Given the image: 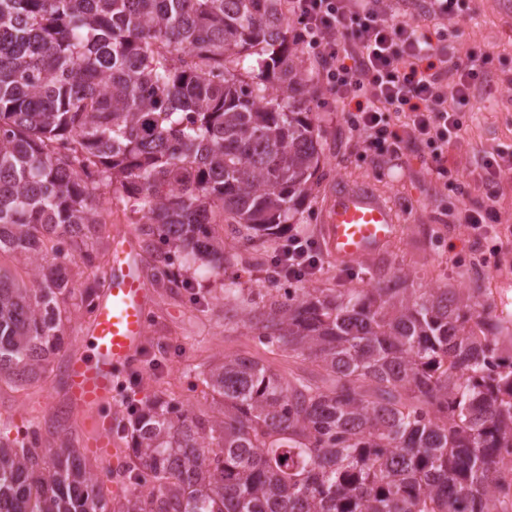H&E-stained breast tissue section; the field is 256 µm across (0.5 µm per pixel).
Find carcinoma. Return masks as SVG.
<instances>
[{
	"label": "carcinoma",
	"instance_id": "obj_1",
	"mask_svg": "<svg viewBox=\"0 0 512 512\" xmlns=\"http://www.w3.org/2000/svg\"><path fill=\"white\" fill-rule=\"evenodd\" d=\"M286 2L0 0V253L28 264L59 242L36 288L0 268V381L46 373L59 302L93 313L104 272L85 246L105 188L163 244L170 283L179 253L224 275L218 224L278 250L320 163ZM79 260L92 280L77 292ZM240 321L323 383L226 356L202 372L213 413L134 411L125 477L153 492L118 512H506L512 355L480 302L388 282L296 288L264 311L241 303ZM12 427L0 422V512H111L68 437L48 460L36 423Z\"/></svg>",
	"mask_w": 512,
	"mask_h": 512
}]
</instances>
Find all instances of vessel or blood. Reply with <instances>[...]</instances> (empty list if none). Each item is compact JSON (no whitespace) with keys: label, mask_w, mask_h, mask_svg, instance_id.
<instances>
[{"label":"vessel or blood","mask_w":512,"mask_h":512,"mask_svg":"<svg viewBox=\"0 0 512 512\" xmlns=\"http://www.w3.org/2000/svg\"><path fill=\"white\" fill-rule=\"evenodd\" d=\"M325 247L343 265L382 257L397 233L393 210L368 190L338 189L324 218ZM148 293L137 272V255L129 233L112 235V275L96 303L87 334L72 357L66 402L90 419L88 447L114 452L112 423L102 411L114 403L118 373L135 368L146 338Z\"/></svg>","instance_id":"obj_1"}]
</instances>
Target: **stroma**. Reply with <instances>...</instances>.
I'll return each instance as SVG.
<instances>
[{"label":"stroma","mask_w":512,"mask_h":512,"mask_svg":"<svg viewBox=\"0 0 512 512\" xmlns=\"http://www.w3.org/2000/svg\"><path fill=\"white\" fill-rule=\"evenodd\" d=\"M443 47L462 61L491 55L497 79L490 92L480 96L473 111L462 117L459 140L448 147V159L457 167V179L466 195L438 191L419 152L410 151L397 160L374 162L361 157L352 145L348 128L336 114V103L320 95L313 108V123L321 147L322 178L301 206L303 233L322 238V217L338 186L370 189L384 202L392 203L399 221V234L390 250L379 261H361L340 266L326 260L321 274L307 281V288H369L377 281L406 283L422 291L445 288L461 297L484 304L493 316L512 314V178L504 180L498 200L502 220L490 227L499 262H479L473 239L455 215L462 206L476 209L485 196L474 185L471 173L486 153L497 149L512 151V0H465V7L454 20L445 22ZM103 225L89 245L104 266L112 264V234L122 229L131 233L139 253V272L149 290L150 307L142 358L135 373L141 377L140 390L130 394L125 384L129 373L118 377L120 388L112 420L121 447L130 438L119 429L128 417L127 396L137 406H146L162 397L185 410H209L212 393L201 374L215 357H247L275 368L284 377H317L311 360L288 357L260 342L256 331L242 327L236 301L225 299L224 284L239 282L245 298L255 306L268 300L269 283L264 278L266 253L245 246L231 225L220 226L225 251L231 256L223 277L214 276L204 262L182 269L184 283L174 286L159 282L155 269L154 238L141 232L140 215L125 210L112 192L99 200ZM90 318L71 312L66 322L64 343L45 377L20 386L0 383V414L11 416L21 426L31 419L41 422L42 445L58 447L53 426L67 429L71 439L86 434L84 417L63 414L65 371L80 336Z\"/></svg>","instance_id":"35a3bbf8"}]
</instances>
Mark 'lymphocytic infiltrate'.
<instances>
[{"instance_id":"1","label":"lymphocytic infiltrate","mask_w":512,"mask_h":512,"mask_svg":"<svg viewBox=\"0 0 512 512\" xmlns=\"http://www.w3.org/2000/svg\"><path fill=\"white\" fill-rule=\"evenodd\" d=\"M287 6L303 44L320 62L319 81L364 149L395 159L416 148L437 185H454L448 146L459 138L462 113L488 90L492 66L488 56L461 63L433 41L430 23L454 18L460 0H423L421 19L413 24L401 19L407 0H287ZM511 176V152L485 156L474 182L486 203L462 208L456 217L474 237L499 223V190ZM324 260L314 238L293 232L275 254L268 278L308 281L320 274Z\"/></svg>"}]
</instances>
